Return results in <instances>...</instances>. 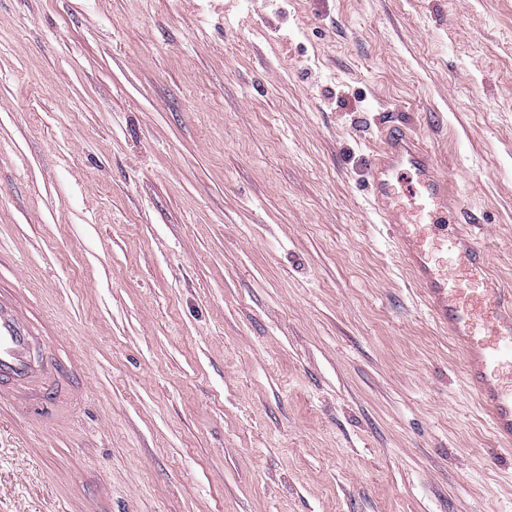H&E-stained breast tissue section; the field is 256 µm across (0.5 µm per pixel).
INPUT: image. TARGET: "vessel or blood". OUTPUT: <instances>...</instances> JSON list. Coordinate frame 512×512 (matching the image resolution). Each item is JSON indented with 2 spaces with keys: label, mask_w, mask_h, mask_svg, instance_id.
<instances>
[{
  "label": "vessel or blood",
  "mask_w": 512,
  "mask_h": 512,
  "mask_svg": "<svg viewBox=\"0 0 512 512\" xmlns=\"http://www.w3.org/2000/svg\"><path fill=\"white\" fill-rule=\"evenodd\" d=\"M369 170L371 205L390 224L429 315L461 348L464 384L487 411L495 439L512 447V290L492 278L487 253L456 221L459 195L405 125L384 128ZM43 340L25 307L0 295V402L28 409L25 386L68 376L61 360L36 358Z\"/></svg>",
  "instance_id": "obj_1"
}]
</instances>
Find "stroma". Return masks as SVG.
I'll list each match as a JSON object with an SVG mask.
<instances>
[{
    "label": "stroma",
    "instance_id": "35a3bbf8",
    "mask_svg": "<svg viewBox=\"0 0 512 512\" xmlns=\"http://www.w3.org/2000/svg\"><path fill=\"white\" fill-rule=\"evenodd\" d=\"M391 120L512 288V0H0V289L76 363L0 406V512H512Z\"/></svg>",
    "mask_w": 512,
    "mask_h": 512
}]
</instances>
